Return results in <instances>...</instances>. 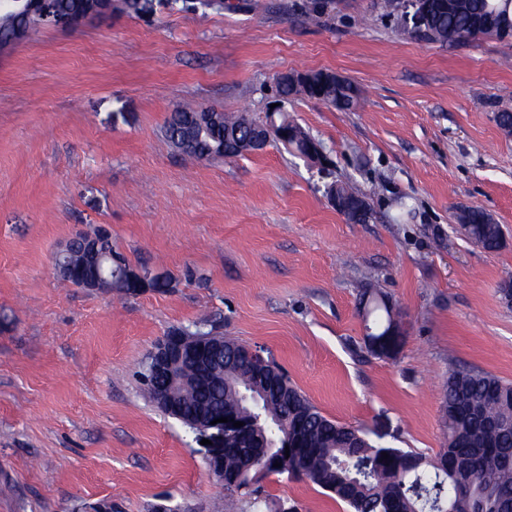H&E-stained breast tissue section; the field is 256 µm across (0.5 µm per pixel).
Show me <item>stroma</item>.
Segmentation results:
<instances>
[{"label":"stroma","instance_id":"obj_1","mask_svg":"<svg viewBox=\"0 0 512 512\" xmlns=\"http://www.w3.org/2000/svg\"><path fill=\"white\" fill-rule=\"evenodd\" d=\"M155 0L79 27L41 25L0 49V512H246L208 474L193 434L140 382L174 328L260 349L324 415L377 444L436 458L440 387L468 367L512 382V47L443 46L397 31L385 0ZM358 85L342 111L284 109L320 142L318 165L277 143L200 160L162 127L176 107L264 117L286 71ZM369 203L348 223L325 193ZM404 198L411 218L394 219ZM501 225L489 253L460 209ZM106 227L133 267L172 286L134 295L62 282L58 247ZM373 277L403 329L396 357L364 345L357 293ZM298 512H347L302 479L272 475Z\"/></svg>","mask_w":512,"mask_h":512}]
</instances>
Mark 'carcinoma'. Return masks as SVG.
<instances>
[{"instance_id": "1", "label": "carcinoma", "mask_w": 512, "mask_h": 512, "mask_svg": "<svg viewBox=\"0 0 512 512\" xmlns=\"http://www.w3.org/2000/svg\"><path fill=\"white\" fill-rule=\"evenodd\" d=\"M57 8L72 15L91 11L96 0H55ZM111 9L146 14L153 0H108ZM36 15L0 12V48L13 43L17 26L34 27ZM512 28V12L504 0H431L429 41L440 44L460 42L464 33L501 38L500 30ZM282 100L303 95L328 106L349 111L361 98L360 88L346 82L336 93L329 75L320 70L317 82L308 89L278 85ZM291 144L304 154L311 137L298 125L290 127ZM165 138L179 146L190 144L188 155L213 160L234 156L237 142L267 134L265 125L247 112L205 113L185 106L171 113L163 127ZM466 226L465 236L483 249L493 252L503 243L501 226L478 208L458 214ZM99 240L101 254L112 255V267L129 265L114 250L112 238L104 228L79 233L67 242L65 265L56 270L64 282L81 286L87 261L80 240ZM142 285L119 277L98 284L103 292L131 295ZM367 327L365 346L371 355L392 358L400 350L403 334L394 306L385 292L372 281L359 290ZM244 345L224 341V360L215 373L179 392V412L174 418L185 423L204 406L215 416L242 414L245 399L239 389L247 385L269 384L270 377L280 381L285 395L273 397L264 407L262 418L254 425L235 431L233 446L224 449V476L231 477L243 468L256 466L260 476L246 474L235 485L224 487L233 499L246 496L254 512H272L273 501L265 493L262 481L271 475L286 474L304 479L333 494L345 503L349 512H445L441 506L454 496L464 499L463 512H512V383L481 370L459 368L442 385V418L445 446L437 459L400 448L373 444L360 428L343 425L325 416L300 390L291 384L282 368L252 362L241 351ZM302 436V448L284 459L269 443L282 445L286 438ZM388 458H383V454Z\"/></svg>"}]
</instances>
